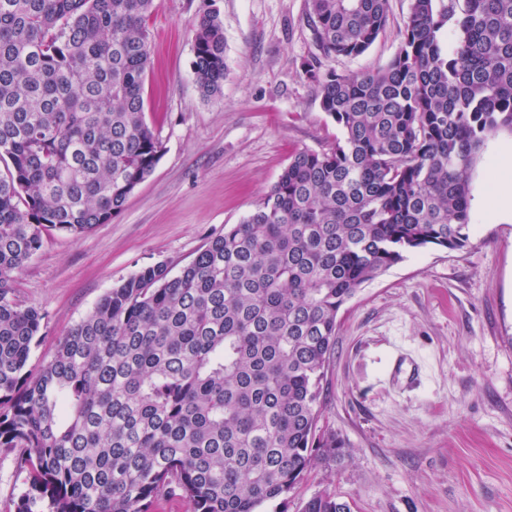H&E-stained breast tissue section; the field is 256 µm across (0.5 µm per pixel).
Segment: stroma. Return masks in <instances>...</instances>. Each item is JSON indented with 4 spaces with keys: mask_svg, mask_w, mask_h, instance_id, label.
I'll list each match as a JSON object with an SVG mask.
<instances>
[{
    "mask_svg": "<svg viewBox=\"0 0 512 512\" xmlns=\"http://www.w3.org/2000/svg\"><path fill=\"white\" fill-rule=\"evenodd\" d=\"M307 10L308 0H161L144 97L162 155L110 223L76 238L44 233L16 275V299L47 314L30 369L112 287L146 266L178 272L255 208L296 151L332 144L339 130L302 71L317 53ZM207 12L224 22L219 100L194 82L192 27ZM408 14L409 0H389L376 43L335 69L384 66ZM509 151L512 136L500 135L475 165L466 249L409 254L342 308L319 425L351 455L262 512H301L325 489L351 512H512V217L490 212ZM399 350L425 365L409 387L390 375Z\"/></svg>",
    "mask_w": 512,
    "mask_h": 512,
    "instance_id": "1",
    "label": "stroma"
}]
</instances>
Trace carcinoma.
Listing matches in <instances>:
<instances>
[{"instance_id":"carcinoma-1","label":"carcinoma","mask_w":512,"mask_h":512,"mask_svg":"<svg viewBox=\"0 0 512 512\" xmlns=\"http://www.w3.org/2000/svg\"><path fill=\"white\" fill-rule=\"evenodd\" d=\"M160 0H0V452L28 471L15 512H261L347 455L319 428L342 307L407 254L470 243L471 180L512 135V0H410L388 63L354 60L388 0H309L304 65L340 130L294 153L239 224L180 271L142 268L28 368L46 312L12 292L43 232L106 224L154 170L144 118ZM200 95L224 89V25H193ZM302 512H351L325 489Z\"/></svg>"}]
</instances>
